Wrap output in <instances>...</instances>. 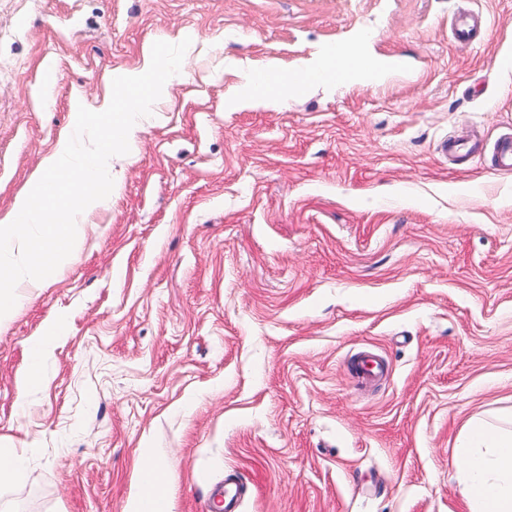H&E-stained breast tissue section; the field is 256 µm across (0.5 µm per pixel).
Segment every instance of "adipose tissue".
I'll return each mask as SVG.
<instances>
[{
  "label": "adipose tissue",
  "mask_w": 512,
  "mask_h": 512,
  "mask_svg": "<svg viewBox=\"0 0 512 512\" xmlns=\"http://www.w3.org/2000/svg\"><path fill=\"white\" fill-rule=\"evenodd\" d=\"M324 61L305 63L291 77L275 84L260 85L255 74H248L236 107H278L288 95L307 84L310 74L324 70ZM66 327L65 319H56L43 334L27 343V367L24 387L44 382L43 363ZM464 449V503L466 512H512V425L504 427L481 418L466 425L460 439ZM138 492L127 512H172L171 480L164 462L149 449H142L136 467Z\"/></svg>",
  "instance_id": "obj_1"
}]
</instances>
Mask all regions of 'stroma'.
<instances>
[{"instance_id":"stroma-1","label":"stroma","mask_w":512,"mask_h":512,"mask_svg":"<svg viewBox=\"0 0 512 512\" xmlns=\"http://www.w3.org/2000/svg\"><path fill=\"white\" fill-rule=\"evenodd\" d=\"M187 37L75 259L0 321V440L28 451L0 512H125L142 448L173 512L231 471L241 512H464L460 433L512 414V0H0V211L74 95ZM337 43L405 68L227 111ZM360 348L388 361L371 389ZM66 321L57 318L50 328L39 336L31 338L27 343V367L23 376L24 388L40 386L44 382L43 363L45 357L64 334ZM348 370L361 385L375 382L384 371L381 361L364 351H359L349 357Z\"/></svg>"}]
</instances>
